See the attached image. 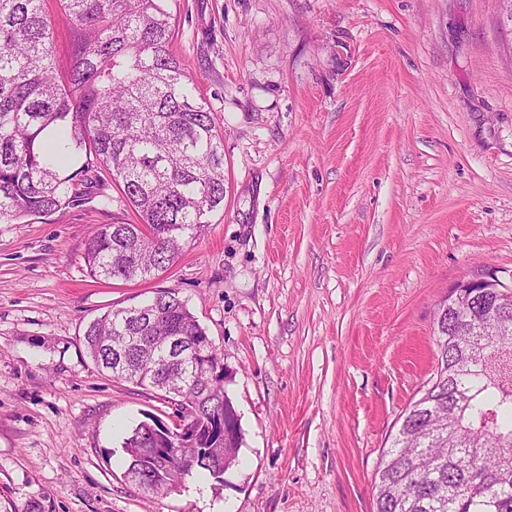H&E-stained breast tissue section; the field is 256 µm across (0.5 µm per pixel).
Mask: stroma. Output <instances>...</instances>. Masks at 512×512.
Here are the masks:
<instances>
[{
    "label": "stroma",
    "mask_w": 512,
    "mask_h": 512,
    "mask_svg": "<svg viewBox=\"0 0 512 512\" xmlns=\"http://www.w3.org/2000/svg\"><path fill=\"white\" fill-rule=\"evenodd\" d=\"M173 49L224 143V207L165 272L99 280L114 182L0 224V512H374L375 475L436 373L459 280L512 293V21L499 0H171ZM176 290L220 353L243 443L224 488L124 477L155 391L83 334Z\"/></svg>",
    "instance_id": "obj_1"
}]
</instances>
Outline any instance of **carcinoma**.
Returning <instances> with one entry per match:
<instances>
[{
  "instance_id": "obj_1",
  "label": "carcinoma",
  "mask_w": 512,
  "mask_h": 512,
  "mask_svg": "<svg viewBox=\"0 0 512 512\" xmlns=\"http://www.w3.org/2000/svg\"><path fill=\"white\" fill-rule=\"evenodd\" d=\"M75 42L53 63L44 0H0V224L77 201L69 163L95 158L141 223L99 224L84 243L89 273L149 279L224 206V145L193 78L173 53L168 0H59ZM447 327L436 379L405 414L376 476L375 512H501L512 503V346ZM88 355L112 379L163 392L182 429L143 421L123 442L125 477L153 495L185 474L224 473L243 441L224 363L173 289L89 323Z\"/></svg>"
}]
</instances>
